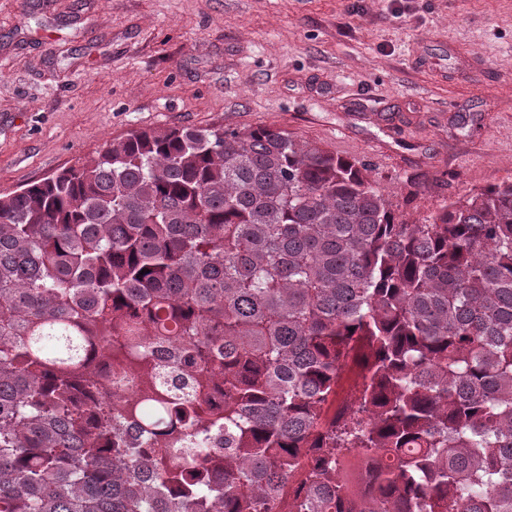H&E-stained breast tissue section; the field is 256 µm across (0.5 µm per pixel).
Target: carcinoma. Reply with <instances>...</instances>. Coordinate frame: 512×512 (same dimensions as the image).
<instances>
[{
  "instance_id": "cac0c4a2",
  "label": "carcinoma",
  "mask_w": 512,
  "mask_h": 512,
  "mask_svg": "<svg viewBox=\"0 0 512 512\" xmlns=\"http://www.w3.org/2000/svg\"><path fill=\"white\" fill-rule=\"evenodd\" d=\"M372 452L355 500L340 462ZM286 496L512 512V181L405 224L358 163L256 125L132 130L0 194V512Z\"/></svg>"
}]
</instances>
